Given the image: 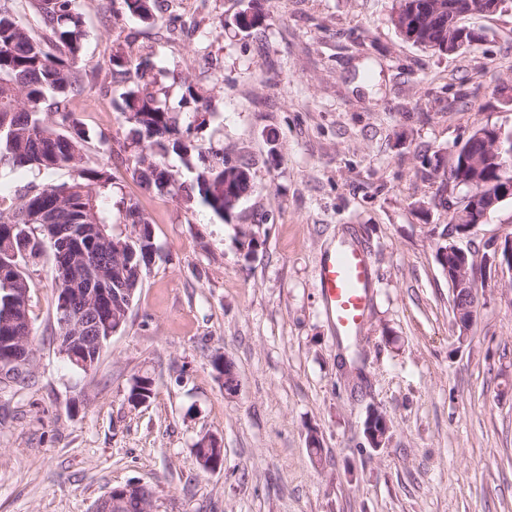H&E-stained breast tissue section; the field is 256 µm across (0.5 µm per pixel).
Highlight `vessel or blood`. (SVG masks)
I'll list each match as a JSON object with an SVG mask.
<instances>
[{
	"instance_id": "obj_1",
	"label": "vessel or blood",
	"mask_w": 512,
	"mask_h": 512,
	"mask_svg": "<svg viewBox=\"0 0 512 512\" xmlns=\"http://www.w3.org/2000/svg\"><path fill=\"white\" fill-rule=\"evenodd\" d=\"M371 257L360 246L348 244L327 252L318 269L325 312L337 333L358 332L371 303Z\"/></svg>"
}]
</instances>
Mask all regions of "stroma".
Returning <instances> with one entry per match:
<instances>
[{
    "label": "stroma",
    "instance_id": "35a3bbf8",
    "mask_svg": "<svg viewBox=\"0 0 512 512\" xmlns=\"http://www.w3.org/2000/svg\"><path fill=\"white\" fill-rule=\"evenodd\" d=\"M394 3L265 0L247 35L230 25L240 0H156L151 22L77 0L79 69L96 79L69 108L160 253L86 375L56 350L52 250L28 266L35 361L0 390V512H94L130 482L154 487L157 512H512V287L479 291L459 340L435 260L451 214L434 205L465 195L448 168L475 127L512 128V8L465 18L479 41L443 55L398 35ZM130 41L210 91L199 150L251 159L257 190L228 219L132 179L108 76ZM507 233L512 200L456 244ZM349 235L373 266L360 380L343 374L317 281ZM139 375L156 389L143 407L127 399ZM373 405L391 424L378 450L363 435ZM205 434L224 448L220 472L196 460Z\"/></svg>",
    "mask_w": 512,
    "mask_h": 512
}]
</instances>
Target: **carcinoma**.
I'll use <instances>...</instances> for the list:
<instances>
[{"label": "carcinoma", "mask_w": 512, "mask_h": 512, "mask_svg": "<svg viewBox=\"0 0 512 512\" xmlns=\"http://www.w3.org/2000/svg\"><path fill=\"white\" fill-rule=\"evenodd\" d=\"M122 12L143 22L154 19L155 0H121ZM462 3L473 16L482 15L483 0H396L391 22L398 33L413 44L440 54L448 53V42L466 28L463 19H454L448 5ZM37 14L39 31L33 32L9 6L0 3V164L14 169L53 171L69 169L76 174L70 183L27 187L13 197H0V270L11 281L16 300H21L30 283L24 265L40 257L45 245L55 246L57 225L86 235V249L107 269H112V248L92 241L93 225L112 232V210L126 224H148L149 217L133 198L113 200L111 171L93 166L85 154L86 132L67 109L69 100L83 91L78 61L86 30L75 0H29ZM262 0H247L234 15L232 26L251 33L263 26ZM113 86L121 89L118 109L126 135L124 150L130 152L131 175L141 188L162 197L191 202L199 199L215 215L225 220L252 194L256 185L252 163L244 157L231 158L224 149L203 153L197 150L194 132L209 125L215 114L211 96L188 79L172 77L180 83L179 104L190 109L188 122L181 125L179 112L169 103L167 91L158 86L163 71H154L150 56L128 48L110 60ZM58 115L54 124L46 112ZM181 158L189 175L183 177L166 158ZM483 180L512 172V164L501 169L498 154L480 148ZM234 179L229 193L236 199H220L212 185ZM135 257L124 266L122 277L112 281V301L105 311L122 318L123 306L131 293L138 292L152 262V244L132 243ZM31 310L0 301V336L31 335ZM109 512H155L154 489L144 484L141 496L112 500Z\"/></svg>", "instance_id": "cac0c4a2"}]
</instances>
